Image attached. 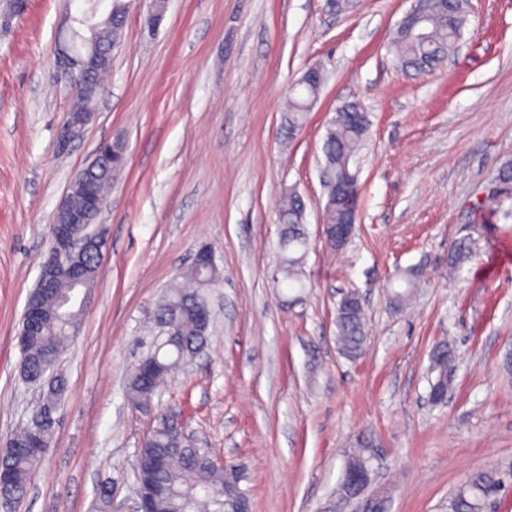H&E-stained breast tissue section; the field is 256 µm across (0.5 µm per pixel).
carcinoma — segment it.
Segmentation results:
<instances>
[{"label": "carcinoma", "instance_id": "carcinoma-1", "mask_svg": "<svg viewBox=\"0 0 512 512\" xmlns=\"http://www.w3.org/2000/svg\"><path fill=\"white\" fill-rule=\"evenodd\" d=\"M469 0H417L416 11L398 25L391 52L396 65L403 71L427 73L436 69L454 51L467 20ZM124 23L119 12L98 14L89 22H79L66 32L71 51L83 54L91 41L108 44L112 28ZM322 85L311 80H300L288 101V130L302 128L307 113L318 98ZM370 126L368 112L357 102H348L336 108L329 122L322 145L324 163L336 179L355 174L351 160L356 154ZM306 204L294 190L284 197L280 208L281 229L277 248L280 261L277 282L286 288L304 289L303 267L310 249L305 225ZM324 224H347L353 220L343 200L326 195L321 212ZM474 241L463 237L448 250V275L455 274L473 253ZM86 266L85 289L92 288L101 266L99 245L89 246L82 254ZM421 269L412 267L400 271L395 280L404 283L398 290L389 284L390 304L402 307L411 299L417 287ZM216 268L191 266L185 278L189 288L175 286L158 303L155 315L172 319L179 329L177 342L158 343L149 357L158 366L154 386L172 372V366L181 365L208 341L209 331L196 319V310L207 304V290L219 280ZM46 317L42 329L35 336H19L20 374L25 380L44 384L43 398L36 415L12 437L14 446L0 451V501L12 508L27 493L31 473L39 466L49 447L57 424V412L66 390L65 378L51 374L50 364L56 363L64 341L77 333L83 314L78 289L62 278L56 294L45 302ZM336 343L347 359L359 357L364 350L365 311L361 306L336 311ZM456 357L446 341L435 343L429 353V398L442 403L445 386L453 381ZM128 401L137 410H150L153 398L142 383L137 370H132L128 383ZM151 430L153 447L139 449V455L148 456L157 451L167 452L165 466L156 471L152 480L160 494L150 504V512H224V501L245 493L241 484L225 483L224 468L211 461V455L201 448H183L172 451L177 441L166 413L158 410L153 416ZM512 487V467L480 470L467 476L448 498V512H483L486 503L497 499ZM363 496L374 509H388L389 495L384 488H375L372 482L363 486Z\"/></svg>", "mask_w": 512, "mask_h": 512}]
</instances>
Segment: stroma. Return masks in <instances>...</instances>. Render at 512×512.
<instances>
[{"mask_svg":"<svg viewBox=\"0 0 512 512\" xmlns=\"http://www.w3.org/2000/svg\"><path fill=\"white\" fill-rule=\"evenodd\" d=\"M455 54L420 76L388 45L413 0H170L154 36L131 7L84 137L60 150L73 95L54 55L63 0H30L0 36V445L38 392L19 375L18 333L49 227L76 174L104 141L121 142L99 224L108 252L57 370L67 382L51 445L14 512H130L133 461L152 414L126 401L153 340L158 297L208 247L204 353L153 399L240 465L251 512H327L349 453L365 447L389 512H448L472 471L512 461V0H469ZM325 85L299 132L282 108L313 64ZM358 101L370 128L353 170L361 199L342 254L317 241L325 197L322 145L337 106ZM304 198L312 248L306 292L277 288L279 201ZM476 246L455 280L451 243ZM427 279L404 309L386 284L398 269ZM356 290L368 314L355 360L336 350V303ZM454 347L446 404L427 399L428 355Z\"/></svg>","mask_w":512,"mask_h":512,"instance_id":"obj_1","label":"stroma"}]
</instances>
